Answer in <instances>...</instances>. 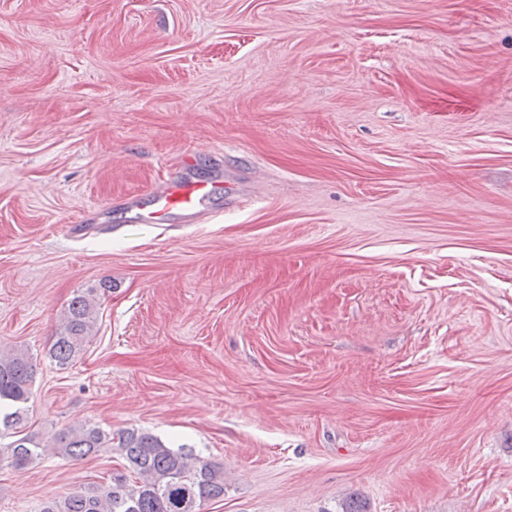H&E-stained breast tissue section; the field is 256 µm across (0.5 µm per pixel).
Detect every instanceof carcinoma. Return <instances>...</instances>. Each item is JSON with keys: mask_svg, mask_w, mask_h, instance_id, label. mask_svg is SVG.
Returning a JSON list of instances; mask_svg holds the SVG:
<instances>
[{"mask_svg": "<svg viewBox=\"0 0 512 512\" xmlns=\"http://www.w3.org/2000/svg\"><path fill=\"white\" fill-rule=\"evenodd\" d=\"M100 297L90 289L72 298L50 349L64 368L84 350L92 334ZM33 361L22 350L0 351V431L17 439L0 448V461L22 470L46 455L83 460L114 444L125 460L110 482L82 488L43 504L40 512H203L206 503L224 497V468L190 451L174 450L149 433L125 429L108 433L96 425L67 428L48 439L26 431Z\"/></svg>", "mask_w": 512, "mask_h": 512, "instance_id": "obj_1", "label": "carcinoma"}]
</instances>
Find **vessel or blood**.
I'll use <instances>...</instances> for the list:
<instances>
[{"label":"vessel or blood","mask_w":512,"mask_h":512,"mask_svg":"<svg viewBox=\"0 0 512 512\" xmlns=\"http://www.w3.org/2000/svg\"><path fill=\"white\" fill-rule=\"evenodd\" d=\"M191 165L190 156H183L178 172L172 173L147 200L126 197L118 206L132 224H202L214 214L213 202L220 193L218 185L204 186L184 177Z\"/></svg>","instance_id":"1"}]
</instances>
